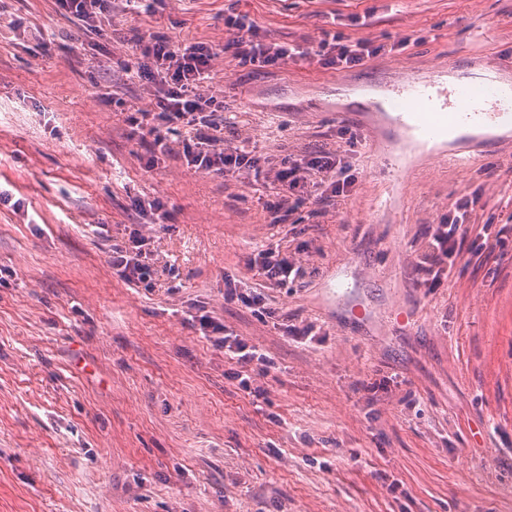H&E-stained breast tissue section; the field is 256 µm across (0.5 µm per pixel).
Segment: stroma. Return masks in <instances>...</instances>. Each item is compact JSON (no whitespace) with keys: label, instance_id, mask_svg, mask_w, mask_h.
Listing matches in <instances>:
<instances>
[{"label":"stroma","instance_id":"35a3bbf8","mask_svg":"<svg viewBox=\"0 0 512 512\" xmlns=\"http://www.w3.org/2000/svg\"><path fill=\"white\" fill-rule=\"evenodd\" d=\"M239 14L272 42L381 50L345 69H244L224 24ZM96 25L57 0H0V512H512V146L471 138L470 164L423 157L392 175L361 105L341 118L328 100L449 59L461 76L512 75V0H162L153 14L114 0ZM149 33L213 48L230 145L274 168L341 147L351 191L297 192L280 221L276 184L176 155L147 169L130 118L157 89L120 64ZM392 185L400 200L377 211ZM137 198L169 213L149 233V290L110 263ZM461 211L452 271L420 284L428 229ZM262 246L300 275L259 276ZM228 282L266 313L227 299ZM203 314L274 367L242 388Z\"/></svg>","mask_w":512,"mask_h":512}]
</instances>
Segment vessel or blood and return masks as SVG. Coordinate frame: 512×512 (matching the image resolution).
Wrapping results in <instances>:
<instances>
[{
	"instance_id": "1",
	"label": "vessel or blood",
	"mask_w": 512,
	"mask_h": 512,
	"mask_svg": "<svg viewBox=\"0 0 512 512\" xmlns=\"http://www.w3.org/2000/svg\"><path fill=\"white\" fill-rule=\"evenodd\" d=\"M392 87L390 108L408 137L434 138L466 121L512 128V84L492 89L460 85L447 94L431 77L419 83L399 78Z\"/></svg>"
}]
</instances>
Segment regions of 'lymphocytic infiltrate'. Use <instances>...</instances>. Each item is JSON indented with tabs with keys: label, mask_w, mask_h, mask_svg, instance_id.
Instances as JSON below:
<instances>
[{
	"label": "lymphocytic infiltrate",
	"mask_w": 512,
	"mask_h": 512,
	"mask_svg": "<svg viewBox=\"0 0 512 512\" xmlns=\"http://www.w3.org/2000/svg\"><path fill=\"white\" fill-rule=\"evenodd\" d=\"M226 26L237 33L231 46L234 59L243 68L275 66L283 60L302 59L311 53L322 57L327 65L345 68L362 64L378 52L371 42H344L337 36L321 40L313 52L297 43H265L258 40L253 22L245 17L228 20ZM139 49L136 61L124 62L123 68L158 87L155 123L148 129L152 138L150 166H157L161 157L176 153L190 170L201 174H233L244 170L257 179L271 175L263 169L255 151L230 148L224 142L225 132L233 131L234 123L208 91L215 57L211 47L202 42H175L152 33L140 38ZM163 124L183 128L184 135L178 144H171L160 134L159 127ZM271 176L286 194L294 193L311 176L329 184L335 193L343 192L353 183L348 164L326 148L299 161L281 159L279 169ZM463 236V218L459 215L433 228L427 250L416 268L421 283L429 287L439 283ZM147 242L142 230L136 228L127 241L113 244L112 270L120 279L135 285L152 283L155 268ZM199 324L204 332L212 334L215 346L233 354L239 367L253 364L264 370L273 367L271 356L247 345L239 336L227 333L225 326L214 318L200 316Z\"/></svg>",
	"instance_id": "obj_1"
}]
</instances>
